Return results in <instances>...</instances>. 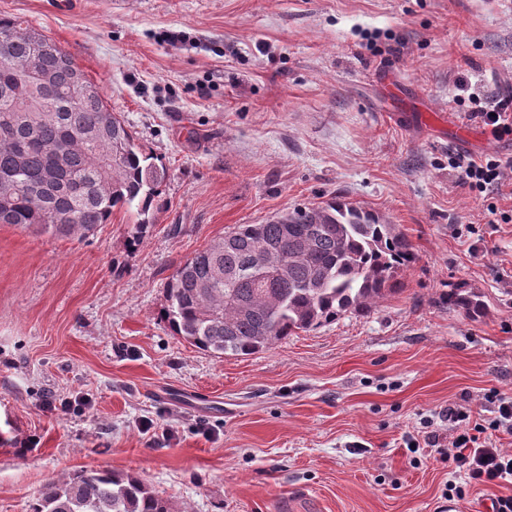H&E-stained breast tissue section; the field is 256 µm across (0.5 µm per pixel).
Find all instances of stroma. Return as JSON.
<instances>
[{"instance_id": "stroma-1", "label": "stroma", "mask_w": 512, "mask_h": 512, "mask_svg": "<svg viewBox=\"0 0 512 512\" xmlns=\"http://www.w3.org/2000/svg\"><path fill=\"white\" fill-rule=\"evenodd\" d=\"M0 0L98 81L169 169L145 232L0 224V512L80 469L137 473L183 512H486L449 497L426 428L512 396V184L474 197L449 153L512 154L467 120L512 88V0ZM168 31L184 35L164 41ZM376 49H369V42ZM337 198L396 225L402 291L259 353L173 336L165 285L237 224ZM479 293L478 321L448 288ZM153 429L140 430L143 420Z\"/></svg>"}]
</instances>
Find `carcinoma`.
<instances>
[{"label":"carcinoma","instance_id":"cac0c4a2","mask_svg":"<svg viewBox=\"0 0 512 512\" xmlns=\"http://www.w3.org/2000/svg\"><path fill=\"white\" fill-rule=\"evenodd\" d=\"M39 30L0 17V52L27 69L0 70V224L55 238H87L116 210L153 223L167 168L136 143L110 111L102 86L68 53L40 52ZM48 73V86L29 72ZM82 81L92 93L69 102ZM67 156L58 164L55 149ZM272 256L284 266L272 271ZM417 260L407 237L373 213L331 200L282 211L263 224H237L180 264L166 284L175 335L217 357L268 349L297 331L366 314L402 290ZM448 305L474 317L484 305L462 288ZM29 512H178L138 475L82 469L47 484Z\"/></svg>","mask_w":512,"mask_h":512}]
</instances>
